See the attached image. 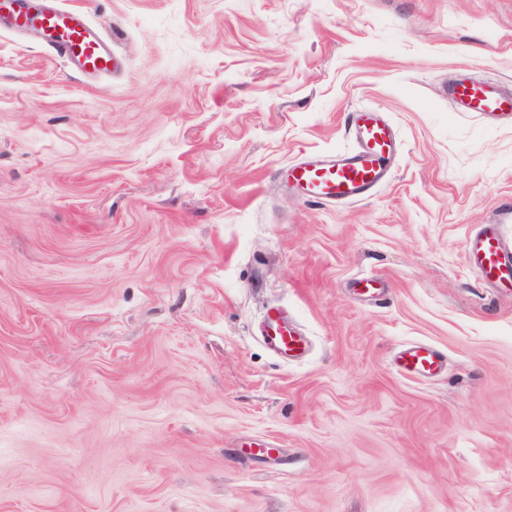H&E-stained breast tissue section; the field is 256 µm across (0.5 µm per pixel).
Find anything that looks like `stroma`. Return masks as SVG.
<instances>
[{
	"label": "stroma",
	"instance_id": "stroma-1",
	"mask_svg": "<svg viewBox=\"0 0 512 512\" xmlns=\"http://www.w3.org/2000/svg\"><path fill=\"white\" fill-rule=\"evenodd\" d=\"M61 2L125 66L0 32V512H512V294L465 252L512 240V121L446 93L512 92V0ZM360 109L403 142L388 182L281 183ZM413 342L440 373L397 371ZM448 98L461 112H475L486 119L512 120V95L493 82H459L448 89ZM263 336L265 342L286 360L302 357L309 350L308 339L301 336L277 310L266 312Z\"/></svg>",
	"mask_w": 512,
	"mask_h": 512
}]
</instances>
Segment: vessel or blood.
Wrapping results in <instances>:
<instances>
[{"label": "vessel or blood", "instance_id": "1", "mask_svg": "<svg viewBox=\"0 0 512 512\" xmlns=\"http://www.w3.org/2000/svg\"><path fill=\"white\" fill-rule=\"evenodd\" d=\"M0 14L10 29L37 28L47 37L51 51L70 68L86 77L122 68V57L87 23L77 9L53 0H0ZM448 98L462 111L487 119L512 120V94L493 82H460L448 90ZM349 131L354 148L333 153H312L290 163L283 179L302 195L326 203L357 202L368 197L392 175L391 162L400 141L391 122L382 113L360 110L352 113ZM468 260L488 287L512 288V241H506L495 225L486 224L467 238ZM265 342L281 357L304 356L310 343L279 311L265 315ZM400 372L426 378L445 365L438 349L425 344L403 346L396 359Z\"/></svg>", "mask_w": 512, "mask_h": 512}]
</instances>
